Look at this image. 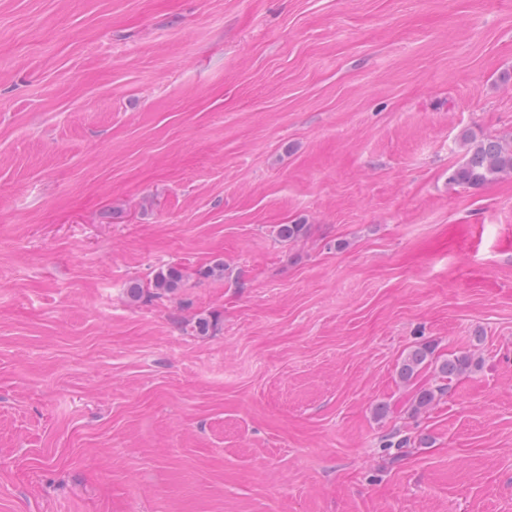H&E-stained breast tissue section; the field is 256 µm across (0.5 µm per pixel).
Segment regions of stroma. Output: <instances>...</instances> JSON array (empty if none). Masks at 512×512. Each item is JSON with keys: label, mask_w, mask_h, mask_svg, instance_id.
<instances>
[{"label": "stroma", "mask_w": 512, "mask_h": 512, "mask_svg": "<svg viewBox=\"0 0 512 512\" xmlns=\"http://www.w3.org/2000/svg\"><path fill=\"white\" fill-rule=\"evenodd\" d=\"M465 131L512 137V0H0V512H512ZM423 342L478 365L413 414ZM182 279V271L174 267H167L166 269L159 270L155 274L149 288H144V286L139 283H135L131 288H129L130 296L133 299H139L145 293L151 294L149 291L150 288L154 291L152 294L157 296L170 295L180 287Z\"/></svg>", "instance_id": "1"}]
</instances>
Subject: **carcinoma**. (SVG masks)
<instances>
[{"label": "carcinoma", "mask_w": 512, "mask_h": 512, "mask_svg": "<svg viewBox=\"0 0 512 512\" xmlns=\"http://www.w3.org/2000/svg\"><path fill=\"white\" fill-rule=\"evenodd\" d=\"M465 155L460 164L450 170L448 183L468 187H479L493 183L505 175H512V140L503 142L497 138H477L469 133L461 135ZM183 279L177 268L159 270L150 288L136 283L129 288L130 296L141 298L154 291L157 296L174 293ZM473 366L467 355L443 357L435 353L430 344H421L409 350L401 360L399 375L403 383L415 381L422 373H433L435 383L420 387L410 400L411 411L417 413L429 408L436 399L446 393L454 380Z\"/></svg>", "instance_id": "cac0c4a2"}]
</instances>
